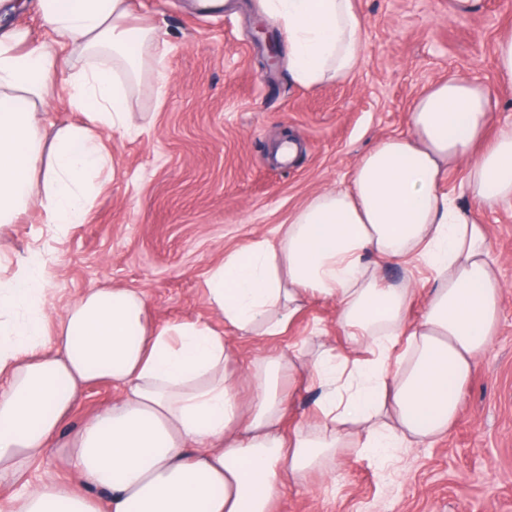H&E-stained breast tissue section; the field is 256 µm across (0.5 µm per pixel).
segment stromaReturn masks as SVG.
<instances>
[{
  "label": "stroma",
  "instance_id": "stroma-1",
  "mask_svg": "<svg viewBox=\"0 0 512 512\" xmlns=\"http://www.w3.org/2000/svg\"><path fill=\"white\" fill-rule=\"evenodd\" d=\"M363 23L360 61L342 82L306 87L287 64L262 65L253 23L281 28L263 0H131L136 25L158 36L155 71L132 90L137 131L107 130L114 173L80 224H48L29 209L0 224V281L31 253L44 258L45 317L55 322L90 288L142 293L157 325L198 321L223 331L207 281L225 254L259 237L275 238L313 195L345 187L360 157L379 141L411 132L416 97L454 72L487 88L494 102L488 131L512 130V83L495 65L499 39L512 33V0H483L474 16L452 19L448 0H354ZM298 152L283 164V141ZM444 192L487 228L504 285L493 343L476 364L459 416L441 438L395 449L378 463L360 448L338 449L334 476L309 473L281 486L273 512H512V202L476 207L463 169ZM325 342L348 348L335 304L316 299L281 336L231 341L228 369L240 394L258 346L298 351ZM110 383L88 385L56 444L23 475L0 478V512L41 479L71 475L69 433L116 399Z\"/></svg>",
  "mask_w": 512,
  "mask_h": 512
}]
</instances>
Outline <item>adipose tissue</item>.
Instances as JSON below:
<instances>
[{
  "label": "adipose tissue",
  "instance_id": "adipose-tissue-1",
  "mask_svg": "<svg viewBox=\"0 0 512 512\" xmlns=\"http://www.w3.org/2000/svg\"><path fill=\"white\" fill-rule=\"evenodd\" d=\"M55 41L0 29V224L37 207L49 224L86 214L93 179L111 171L106 130H132L131 76L153 69L150 30L130 25L129 0H34ZM288 40L291 73L307 87L344 81L361 54L353 0H268ZM86 56L62 73L58 51ZM62 87L85 122L50 145L38 114ZM412 132L365 153L345 189L314 195L275 239L225 255L208 279L211 306L239 336H281L310 299L335 302L338 322L370 358L335 347L257 352L242 402L228 371L227 338L207 324L156 326L140 293L92 288L48 329L43 262L24 258L0 288V476L15 475L61 433L83 385L105 380L117 400L73 440L72 476H48L19 498L17 512H98L91 490L110 491V512H271L277 489L329 465L348 437L373 458L448 431L460 393L496 334L503 285L487 232L441 185L466 169L485 209L512 200V131L484 143L489 91L457 75L430 84L411 109ZM42 187H35V175ZM425 264L427 302L409 320L412 278L379 266ZM404 350H397V337ZM318 390L314 421L284 437V371Z\"/></svg>",
  "mask_w": 512,
  "mask_h": 512
}]
</instances>
